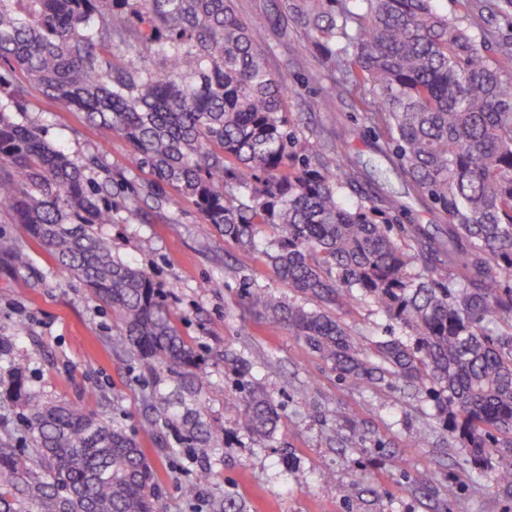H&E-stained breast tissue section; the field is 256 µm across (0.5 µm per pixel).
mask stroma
Masks as SVG:
<instances>
[{
    "label": "stroma",
    "mask_w": 512,
    "mask_h": 512,
    "mask_svg": "<svg viewBox=\"0 0 512 512\" xmlns=\"http://www.w3.org/2000/svg\"><path fill=\"white\" fill-rule=\"evenodd\" d=\"M293 38L290 31L269 35L266 51L281 64L297 101L305 103V129L333 123L351 129L345 150L353 167L398 203L408 202L404 183L376 150L375 133L359 127L355 95H330V79L315 53L295 51ZM15 118L38 125L72 157L98 155L103 168L96 179L108 177L138 191L150 179L131 164L132 148L124 138L99 139L82 113L49 106L37 89H30ZM111 201L113 221L101 233L113 254L151 272L183 336L210 363L205 413L223 423V447L206 451L199 465L156 455L149 403L158 379L129 359L111 310L62 273L24 225L5 222L0 239L25 249L30 263L20 268L0 256V336L15 337L16 357L31 385L117 421L139 440L153 456L167 512H212L213 502L230 498L242 512H512V498L493 489L492 470L475 468L468 450L441 426L427 394L407 398L395 385H350L287 328L267 327L244 313L247 289L286 292L259 253L224 241L179 196L148 209L135 223L126 221L122 197ZM217 276L224 286L215 291L208 283ZM338 316L361 343L387 334L386 317L369 303ZM243 380L260 382L277 397L273 442H258L237 425L234 393ZM347 418L357 420V434L343 429ZM421 426L432 431V445L410 447L412 432ZM288 461L304 471L305 485L287 476ZM204 466L211 477L201 496L185 499L182 485L198 479ZM426 466L438 473L428 496L408 481Z\"/></svg>",
    "instance_id": "35a3bbf8"
}]
</instances>
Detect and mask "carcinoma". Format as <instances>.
Listing matches in <instances>:
<instances>
[{
    "instance_id": "obj_1",
    "label": "carcinoma",
    "mask_w": 512,
    "mask_h": 512,
    "mask_svg": "<svg viewBox=\"0 0 512 512\" xmlns=\"http://www.w3.org/2000/svg\"><path fill=\"white\" fill-rule=\"evenodd\" d=\"M278 0L316 50L331 91L355 92L365 127L417 199L446 224H394L395 201L365 187L344 152L348 131L304 132L287 78L235 0H0V213L23 224L120 323L125 351L174 389L156 390V422L182 448H216L224 425L203 414L209 366L182 336L148 269L112 254L110 183L46 142L10 107L34 85L84 114L96 135L126 138L148 195L192 202L226 240L260 252L288 300L246 291L245 310L286 326L352 385L402 383L437 402L451 438L495 454L512 497V45L485 53L471 31L496 0ZM134 55L138 62L128 60ZM29 265L0 240V253ZM368 300L403 333L361 348L335 311ZM29 446L0 438V512H166L152 461L118 423L47 398L12 365ZM239 428L274 439V391L243 384ZM431 468L412 478L433 488Z\"/></svg>"
}]
</instances>
